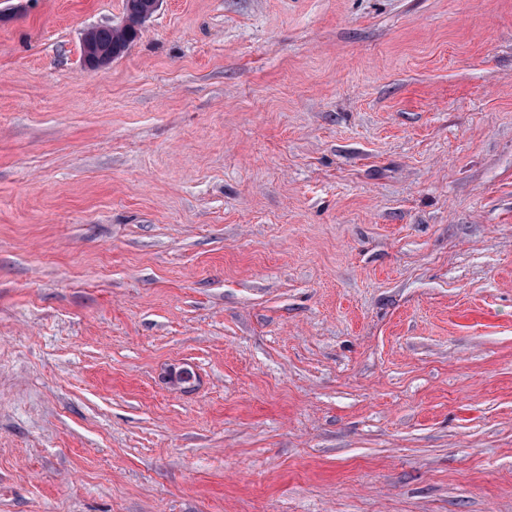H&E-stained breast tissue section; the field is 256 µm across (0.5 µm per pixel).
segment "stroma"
<instances>
[{
	"label": "stroma",
	"instance_id": "1",
	"mask_svg": "<svg viewBox=\"0 0 512 512\" xmlns=\"http://www.w3.org/2000/svg\"><path fill=\"white\" fill-rule=\"evenodd\" d=\"M124 18L0 0V512H512V0ZM125 14L132 22V26L124 31L110 28H98L88 32L93 44L101 47L112 48L105 51L94 46L85 45L82 53L84 64L92 69L102 68L112 62V54L119 57L128 46L136 41L141 32V26L146 21L140 20L146 0H125Z\"/></svg>",
	"mask_w": 512,
	"mask_h": 512
}]
</instances>
